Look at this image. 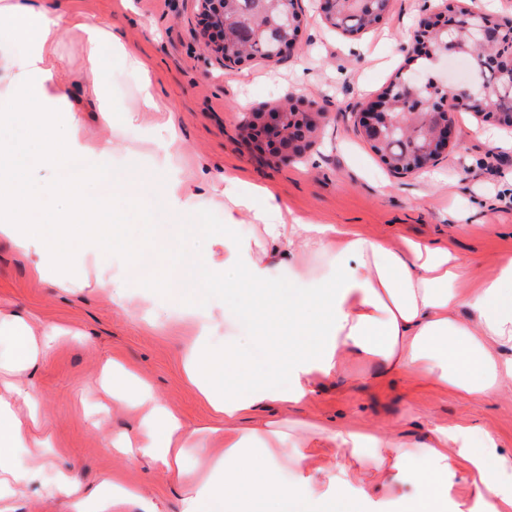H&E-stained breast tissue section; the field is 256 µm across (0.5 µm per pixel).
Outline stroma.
Masks as SVG:
<instances>
[{"label":"stroma","mask_w":512,"mask_h":512,"mask_svg":"<svg viewBox=\"0 0 512 512\" xmlns=\"http://www.w3.org/2000/svg\"><path fill=\"white\" fill-rule=\"evenodd\" d=\"M442 0H389L373 29L344 34L328 24L316 0H298L300 29L295 46L280 61L257 59L224 65L206 46L199 0H70L88 21L111 17L125 29L129 48L148 59L155 89L172 109L182 135L178 156L160 164L146 131L124 126V111L138 95L126 64L101 56L109 75L113 129H103L86 81L89 64L80 33L58 47L57 65L76 102L57 101L56 111L77 105L84 111L81 133L90 141L109 136L116 148L108 173L86 179V192L105 195L112 176L133 172L141 186L129 201L124 223L114 225L111 246L86 252L85 288L57 289L33 277L34 251L0 245V310L18 311L33 322L66 329L23 388L35 390L39 418L48 428L51 450L40 459L45 479L58 469L76 473L83 495L118 477L138 486L158 512H181L185 487L148 459L131 461L108 449L114 434L140 427L137 414L117 410L96 378L101 365L119 359L145 375L157 395L189 425L218 424L208 403L184 372L185 341L176 311L192 306L211 315L215 341L227 340L221 315L224 291L185 282L186 272L202 276V253H219L215 238H202L199 251L182 254L181 225L159 209L157 189L168 178L190 179L208 205L200 224H224V179L235 176L267 185L296 215L315 224H354L393 246L405 238L447 245L467 266L466 285L483 280L501 256L512 254V128L464 110L451 112L456 139L428 171H391L360 133L359 106L381 93L399 75L426 72L428 60L414 54L418 22ZM317 115L318 130L303 160L272 163L263 145L245 136V111L268 112L284 100ZM107 278L125 286L131 300L119 305L111 291L96 288ZM367 364L352 366L324 381L321 389L293 409L290 419L354 430L391 431L421 441L436 423H461L494 435L512 448V383L500 395L466 399L442 393L407 377L383 385Z\"/></svg>","instance_id":"35a3bbf8"}]
</instances>
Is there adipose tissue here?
Segmentation results:
<instances>
[{
    "mask_svg": "<svg viewBox=\"0 0 512 512\" xmlns=\"http://www.w3.org/2000/svg\"><path fill=\"white\" fill-rule=\"evenodd\" d=\"M2 18L7 24L0 37L23 49L9 61L15 97L34 108L0 109V239L36 249L38 280L75 288L83 261L71 248L72 236L81 233L87 247L97 248L102 231L93 219L126 212L134 182L113 175L111 198L93 200L83 178L34 187L16 171L27 144L45 142L62 123L71 134L62 147L45 150V164L63 171L89 160L102 168L112 157L111 139L83 142L77 111L54 109L64 85L49 61L57 43L77 29L90 60L108 50L122 57L140 83L124 125L142 128L159 115L168 131L162 150L175 149L180 138L147 62L128 49L111 19L87 21L66 0L51 7L45 0H0ZM19 123L27 131L22 140L8 134ZM50 195L62 197L65 207L55 216L62 229L49 241L27 215L41 210ZM224 216V255L203 262L208 283L223 286L225 311L249 322L254 336L275 335L283 320L288 337L270 345L265 370L256 371L237 346L215 348L208 318L186 309L197 322L186 379L224 421L206 431L218 450L208 478L190 483L183 512H369L379 500L398 501L401 512H512V450L490 434L436 424L424 442L414 443L310 423L293 440L287 417L355 358L376 363L382 379L408 374L464 397L497 395L512 381V256L467 288L466 267L448 247L409 239L398 250L353 224H313L290 216L286 202L264 185L233 176L224 179ZM244 223L247 234H238ZM61 335L58 327L0 315V496L40 477L15 456L16 449L39 448L45 440L34 433L37 397L14 377L46 356ZM102 373L112 383L113 405L135 409L149 427L143 436L113 438V448L184 477V451L194 447L198 429L120 361L106 363ZM317 473L326 489L313 482ZM408 484L416 486L415 494H401ZM131 503L157 512L139 489L118 478L106 481L89 505L117 512ZM89 505L76 507L84 512Z\"/></svg>",
    "mask_w": 512,
    "mask_h": 512,
    "instance_id": "obj_1",
    "label": "adipose tissue"
}]
</instances>
